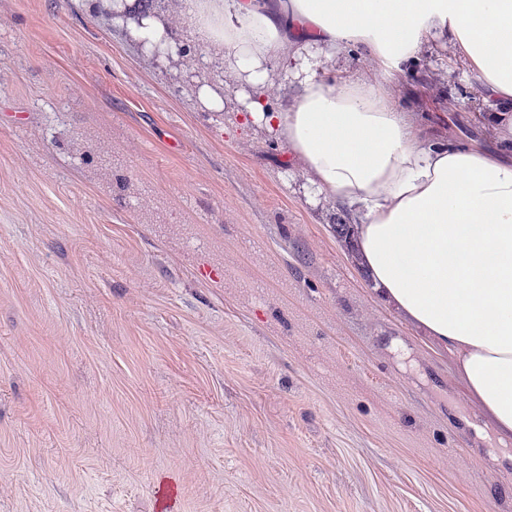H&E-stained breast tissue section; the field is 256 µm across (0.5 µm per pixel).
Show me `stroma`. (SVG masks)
Listing matches in <instances>:
<instances>
[{"mask_svg": "<svg viewBox=\"0 0 512 512\" xmlns=\"http://www.w3.org/2000/svg\"><path fill=\"white\" fill-rule=\"evenodd\" d=\"M0 0V512H512V445L373 291L217 49ZM330 79L375 80L349 45ZM424 144L512 162L448 38L388 85Z\"/></svg>", "mask_w": 512, "mask_h": 512, "instance_id": "1", "label": "stroma"}]
</instances>
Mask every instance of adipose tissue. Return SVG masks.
Returning <instances> with one entry per match:
<instances>
[{
  "instance_id": "ef3b65f1",
  "label": "adipose tissue",
  "mask_w": 512,
  "mask_h": 512,
  "mask_svg": "<svg viewBox=\"0 0 512 512\" xmlns=\"http://www.w3.org/2000/svg\"><path fill=\"white\" fill-rule=\"evenodd\" d=\"M205 45L222 48L235 109L296 156L318 192L361 213L358 245L375 290L453 350L476 407L512 439V164L480 149L427 147L383 80L446 33L487 97L512 104V0H183ZM129 37L165 58L180 47L158 0H102ZM356 44L382 82L325 80ZM299 85L275 109L276 79Z\"/></svg>"
}]
</instances>
